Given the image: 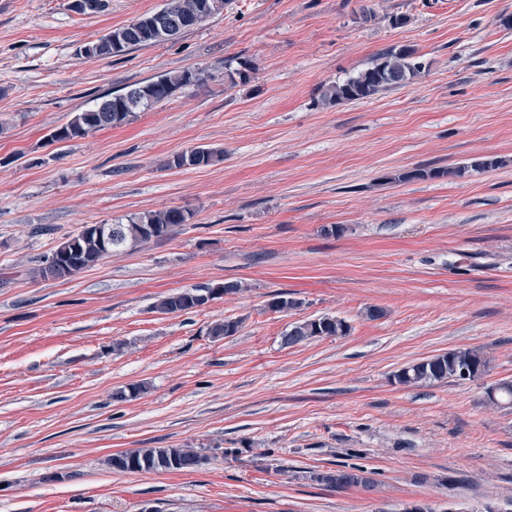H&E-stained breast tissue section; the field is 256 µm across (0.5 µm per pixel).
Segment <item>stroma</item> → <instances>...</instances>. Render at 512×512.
I'll return each mask as SVG.
<instances>
[{
  "label": "stroma",
  "instance_id": "obj_1",
  "mask_svg": "<svg viewBox=\"0 0 512 512\" xmlns=\"http://www.w3.org/2000/svg\"><path fill=\"white\" fill-rule=\"evenodd\" d=\"M166 2L0 0V512H512V409L484 400L512 380V0H232L176 40L80 54ZM400 46L424 64L411 83L318 105ZM184 70L198 82L126 124L49 142L102 97ZM198 146L224 157L167 167ZM486 157L503 164L472 170ZM172 206L193 213L172 236L34 278L81 225ZM222 283L240 289L154 309ZM278 293L298 308L269 310ZM323 315L349 334L284 344ZM225 319L237 333L212 338ZM458 348L481 350L485 375L394 382ZM170 447L205 462L108 464ZM339 464L374 487L312 481ZM238 288L239 285L236 283H224L213 288L184 289L164 296L154 309L162 314L188 313L205 305L209 300L225 293L235 292ZM205 293H209L210 297ZM204 457L193 448H139L113 455L109 465L118 472H192Z\"/></svg>",
  "mask_w": 512,
  "mask_h": 512
}]
</instances>
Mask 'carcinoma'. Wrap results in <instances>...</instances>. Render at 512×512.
<instances>
[{
  "mask_svg": "<svg viewBox=\"0 0 512 512\" xmlns=\"http://www.w3.org/2000/svg\"><path fill=\"white\" fill-rule=\"evenodd\" d=\"M230 0H169L167 8L173 11L175 21L169 32H156L157 12L146 13L135 21L116 28L105 37L95 40L96 57H112L133 48L150 46L176 38L181 33L224 12ZM424 66L408 47H393L378 54L365 69L342 81L332 83L321 90L318 103L324 106L343 102L369 99L384 91L402 87L422 73ZM197 81L189 71L165 73L142 83L132 85L123 93L102 99L95 107L76 114L67 123L51 133L54 142H69L90 131L118 127L126 124L133 114L152 109L168 99L179 88ZM221 151L212 147H197L177 153L167 161L169 168H202L218 161ZM503 161L496 157L485 158L470 166H460L448 172L431 170L427 173L416 170L402 176L404 180L425 177H440L450 174L464 176L469 170H485L498 167ZM190 209L173 206L160 211H150L133 216L127 222L107 225L112 240L104 248L97 233V225L84 224L70 234L55 249L39 260L33 274L43 280H66L84 270L96 266L105 257L114 253L132 251L145 244L163 240L192 218ZM236 283H224L213 288H192L164 296L154 309L162 314L188 313L205 305L209 300L238 290ZM239 322L222 320L210 328V336L221 339L238 331ZM350 331L348 323L336 316L324 315L295 323L284 336V344L297 345L314 338L345 336ZM472 370V378L483 376L488 360L478 349L450 350L431 358L408 364L393 374L401 385L431 384L435 382L461 381V370ZM487 400L495 405H512V381H500L486 390ZM204 457L193 448H139L116 454L109 465L118 472H192L201 467ZM313 480L327 487L346 488L363 486L371 488L374 480L367 470L341 465L335 470L313 475Z\"/></svg>",
  "mask_w": 512,
  "mask_h": 512,
  "instance_id": "obj_1",
  "label": "carcinoma"
}]
</instances>
